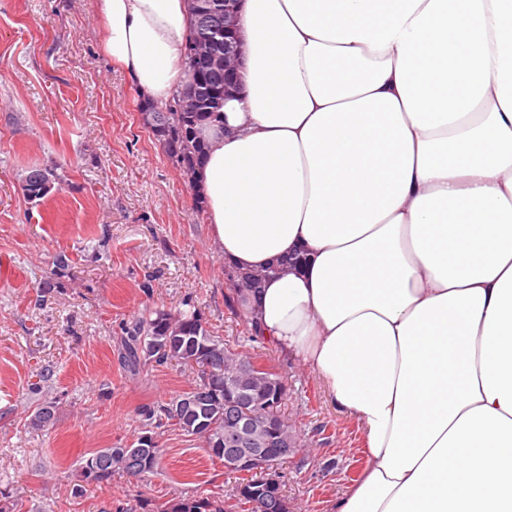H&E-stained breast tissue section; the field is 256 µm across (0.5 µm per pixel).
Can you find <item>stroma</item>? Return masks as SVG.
<instances>
[{"label": "stroma", "mask_w": 512, "mask_h": 512, "mask_svg": "<svg viewBox=\"0 0 512 512\" xmlns=\"http://www.w3.org/2000/svg\"><path fill=\"white\" fill-rule=\"evenodd\" d=\"M100 0H0V494L11 512H142L232 495L239 475L202 438L146 419L189 391L179 366H124L130 331L158 310L198 311L213 335L260 355L287 387L301 435L279 469L291 512H330L364 464L363 436L324 382L252 338L192 185L143 124L127 73L100 46ZM60 189L28 200L29 168ZM55 418L36 428L45 403ZM155 437L145 480L83 483L101 448Z\"/></svg>", "instance_id": "35a3bbf8"}]
</instances>
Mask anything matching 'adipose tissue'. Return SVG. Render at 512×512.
<instances>
[{"label": "adipose tissue", "mask_w": 512, "mask_h": 512, "mask_svg": "<svg viewBox=\"0 0 512 512\" xmlns=\"http://www.w3.org/2000/svg\"><path fill=\"white\" fill-rule=\"evenodd\" d=\"M138 95L186 0H101ZM241 91L196 189L258 336L364 439L331 512H512V0H241ZM302 266H291L296 256Z\"/></svg>", "instance_id": "adipose-tissue-1"}]
</instances>
